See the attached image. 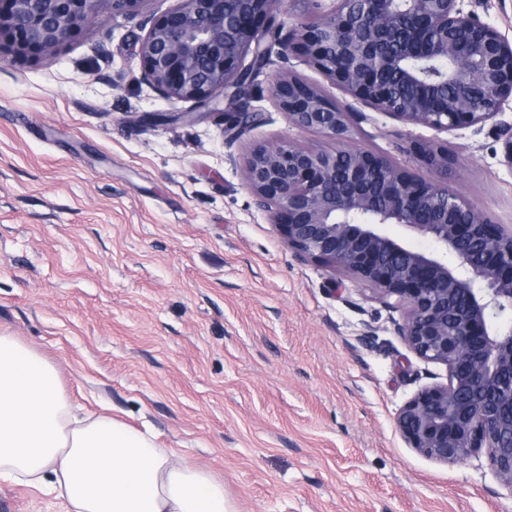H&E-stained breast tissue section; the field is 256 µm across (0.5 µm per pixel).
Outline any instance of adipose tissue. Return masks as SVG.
<instances>
[{
    "mask_svg": "<svg viewBox=\"0 0 512 512\" xmlns=\"http://www.w3.org/2000/svg\"><path fill=\"white\" fill-rule=\"evenodd\" d=\"M0 479L63 500L68 512H230L209 472L111 417L78 418L54 366L4 335Z\"/></svg>",
    "mask_w": 512,
    "mask_h": 512,
    "instance_id": "obj_1",
    "label": "adipose tissue"
}]
</instances>
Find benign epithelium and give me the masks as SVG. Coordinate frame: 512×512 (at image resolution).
I'll return each instance as SVG.
<instances>
[{"label": "benign epithelium", "instance_id": "benign-epithelium-1", "mask_svg": "<svg viewBox=\"0 0 512 512\" xmlns=\"http://www.w3.org/2000/svg\"><path fill=\"white\" fill-rule=\"evenodd\" d=\"M146 0H0V62L49 63L98 7L135 17ZM463 0H336L310 26L282 36V0H176L141 39V79L163 97L203 107L242 105L269 64L271 43L291 46L330 82L373 112L440 131L487 122L512 167V40ZM273 96L299 130L340 143L260 145L243 175L288 248L300 258L373 287L402 309L397 332L421 361L446 369L397 412L407 447L441 464L479 454L512 492V227L491 224L448 185L420 178L350 144L351 107L317 84L281 77ZM391 225L431 238L413 249Z\"/></svg>", "mask_w": 512, "mask_h": 512}]
</instances>
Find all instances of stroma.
Listing matches in <instances>:
<instances>
[{
    "label": "stroma",
    "instance_id": "35a3bbf8",
    "mask_svg": "<svg viewBox=\"0 0 512 512\" xmlns=\"http://www.w3.org/2000/svg\"><path fill=\"white\" fill-rule=\"evenodd\" d=\"M101 7L49 64L0 65V334L57 370L65 398L150 433L224 483L231 512H512L485 458L432 462L399 408L444 366L394 330L401 310L288 248L242 174L254 147L334 143L292 127L271 93L290 74L353 105L298 48L253 81L243 132L141 79L145 23ZM350 141L512 226V169L492 130L438 131L378 112ZM0 512H64L0 480Z\"/></svg>",
    "mask_w": 512,
    "mask_h": 512
}]
</instances>
